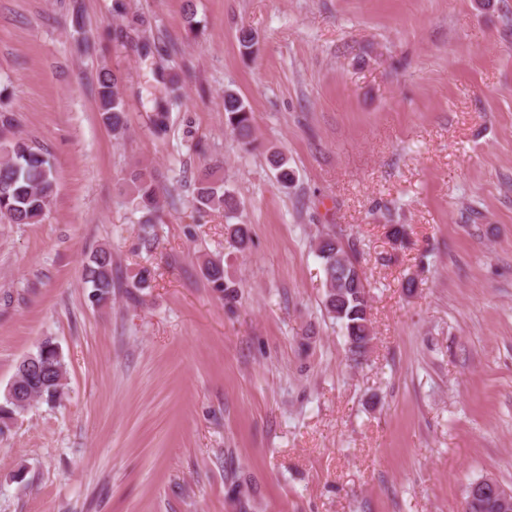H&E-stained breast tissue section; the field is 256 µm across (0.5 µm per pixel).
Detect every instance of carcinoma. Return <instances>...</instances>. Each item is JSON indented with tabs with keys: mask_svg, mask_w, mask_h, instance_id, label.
<instances>
[{
	"mask_svg": "<svg viewBox=\"0 0 512 512\" xmlns=\"http://www.w3.org/2000/svg\"><path fill=\"white\" fill-rule=\"evenodd\" d=\"M98 112L104 123L115 135L125 133L128 119L118 77L108 69L98 78ZM225 123L242 143H251L253 113L248 104L234 91L224 92ZM277 181L288 187L293 182V171L288 161L278 152L270 156ZM131 188V204L142 212L144 223L152 222L159 209L157 184L151 171L135 168L127 174ZM56 192V182L49 160L27 142L18 140L0 153V218L10 224H37L49 208ZM196 202L209 209H223L229 222L225 234L231 246L243 250L251 241L250 228L234 223L238 201L224 187V178L210 170L197 180ZM317 257L324 274L323 306L326 312L341 323L346 337L358 341L368 339L371 333L366 317L368 294L363 273L351 261L348 253L338 247L336 238L325 235L316 243ZM84 283L90 288L89 299L100 305L112 297V250L102 246L86 259L83 265ZM203 274L213 287L224 293L228 302L237 296L235 283L224 280V265L219 261L203 263ZM55 340L48 336L36 351L28 354L26 368L15 369L12 389L0 397V436L29 407L28 400L42 401L48 405L61 403L64 395L65 362L54 347Z\"/></svg>",
	"mask_w": 512,
	"mask_h": 512,
	"instance_id": "1",
	"label": "carcinoma"
}]
</instances>
